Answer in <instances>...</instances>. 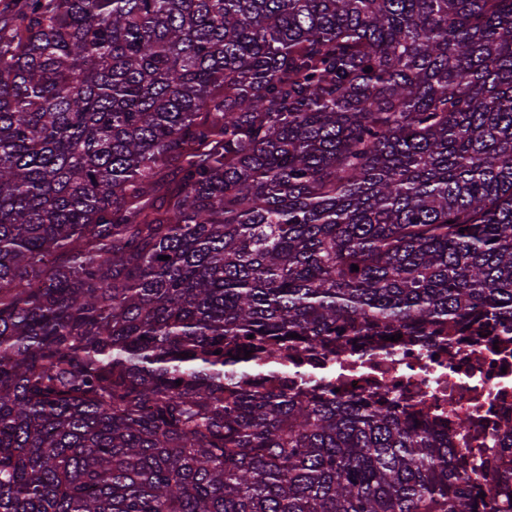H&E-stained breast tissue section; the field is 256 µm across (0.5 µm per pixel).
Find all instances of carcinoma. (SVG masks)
<instances>
[{
	"label": "carcinoma",
	"instance_id": "carcinoma-1",
	"mask_svg": "<svg viewBox=\"0 0 512 512\" xmlns=\"http://www.w3.org/2000/svg\"><path fill=\"white\" fill-rule=\"evenodd\" d=\"M489 317L512 0L0 8V512H473L448 434L257 362Z\"/></svg>",
	"mask_w": 512,
	"mask_h": 512
}]
</instances>
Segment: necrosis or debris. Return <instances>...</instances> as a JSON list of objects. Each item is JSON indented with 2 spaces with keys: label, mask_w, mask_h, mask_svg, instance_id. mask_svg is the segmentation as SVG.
I'll return each mask as SVG.
<instances>
[{
  "label": "necrosis or debris",
  "mask_w": 512,
  "mask_h": 512,
  "mask_svg": "<svg viewBox=\"0 0 512 512\" xmlns=\"http://www.w3.org/2000/svg\"><path fill=\"white\" fill-rule=\"evenodd\" d=\"M287 368L269 360L272 390L383 405L447 431L458 465L472 476V497L512 495V321L425 332L357 345L288 350Z\"/></svg>",
  "instance_id": "necrosis-or-debris-1"
}]
</instances>
